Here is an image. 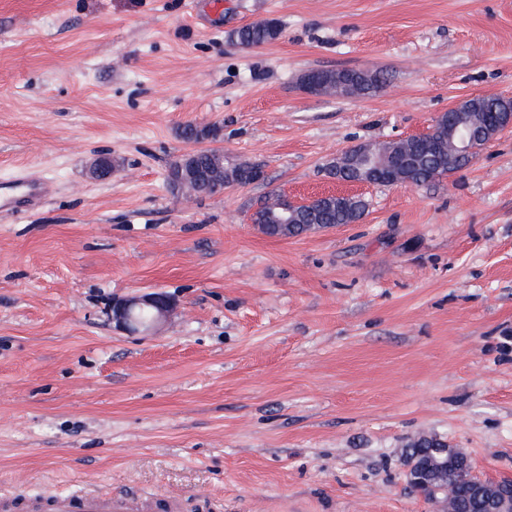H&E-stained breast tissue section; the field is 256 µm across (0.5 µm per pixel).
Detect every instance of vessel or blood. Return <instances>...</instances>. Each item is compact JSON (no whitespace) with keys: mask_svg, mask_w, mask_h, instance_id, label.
Here are the masks:
<instances>
[{"mask_svg":"<svg viewBox=\"0 0 512 512\" xmlns=\"http://www.w3.org/2000/svg\"><path fill=\"white\" fill-rule=\"evenodd\" d=\"M47 181L16 179L0 185V211L31 209L50 193ZM182 499L167 495L151 497L78 488L35 497H4L0 512H182Z\"/></svg>","mask_w":512,"mask_h":512,"instance_id":"vessel-or-blood-1","label":"vessel or blood"}]
</instances>
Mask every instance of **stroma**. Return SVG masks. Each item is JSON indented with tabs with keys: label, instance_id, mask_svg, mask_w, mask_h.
<instances>
[{
	"label": "stroma",
	"instance_id": "35a3bbf8",
	"mask_svg": "<svg viewBox=\"0 0 512 512\" xmlns=\"http://www.w3.org/2000/svg\"><path fill=\"white\" fill-rule=\"evenodd\" d=\"M271 18L276 41H228ZM337 68L387 82L300 92ZM484 94L512 99V0H0V182L51 185L0 213V497L442 512L406 483L421 436L512 479V129L430 185L323 170ZM189 122L263 180L173 191ZM274 193L368 207L272 238L249 216ZM150 292L176 305L156 334L118 330L113 303ZM179 136L188 143L206 139L212 142H218L221 140V127L213 124L208 127L199 128L190 123L180 128Z\"/></svg>",
	"mask_w": 512,
	"mask_h": 512
}]
</instances>
